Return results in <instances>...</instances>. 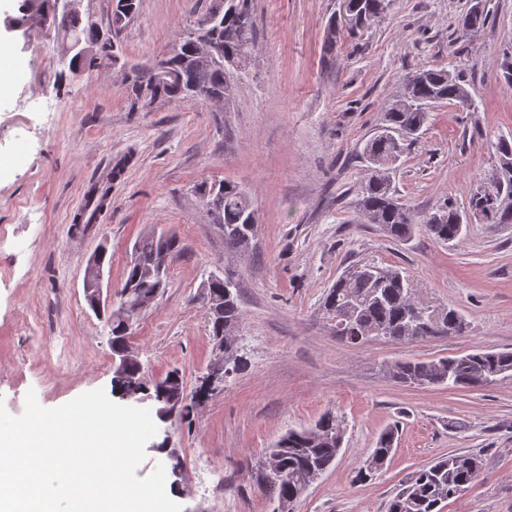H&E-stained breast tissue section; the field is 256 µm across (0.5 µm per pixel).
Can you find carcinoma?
Instances as JSON below:
<instances>
[{
	"mask_svg": "<svg viewBox=\"0 0 512 512\" xmlns=\"http://www.w3.org/2000/svg\"><path fill=\"white\" fill-rule=\"evenodd\" d=\"M223 9L205 29L213 48V57L202 61L190 39L191 27L178 37L179 51L153 63H136L133 80L127 84L130 107L142 108L154 101L186 103L211 102L217 96L233 100L237 88L235 72L224 66L228 55L250 52L255 41V23L250 0H222ZM357 19H376L384 13L388 0H352ZM487 0H469L468 8L458 20V30L464 34L477 33L489 21ZM20 21L28 26L46 25L60 38H81L87 47L102 52L100 65L112 66L121 57L115 42L100 37L92 24H83L78 11L57 7V0H31L23 3ZM437 103L471 107L474 100L465 81L445 68H423L407 81L400 99L386 107L381 129L367 140L360 153L368 177L356 200L360 223L375 224L388 237L398 242L409 240L421 229L443 243L460 240L465 227L455 221L459 206L445 199L423 216H417L395 196L390 170L412 145L429 118V108ZM495 171L501 188L495 197L487 195L484 185L477 186L470 196L469 208L490 219L493 224H512V141L500 138L494 145ZM224 190V207L208 211L212 223L224 231V245L238 251L248 248L244 240L248 223L255 213L254 203L236 182L220 183ZM133 264L127 266L123 286L134 283V293L142 299L159 294L160 281L150 272L163 262V257L176 259L182 252L180 240L172 235L161 244L147 232L135 242ZM224 294V313L221 319H209V335L224 333V348L235 345L239 350L236 370L246 365L235 331L242 317L237 284L226 275L215 285ZM415 303L409 276L401 269L371 265L357 274H343L323 294L324 315L334 321L336 339L349 341L357 332L380 340L409 342L434 337L459 336L467 329L464 316L450 308L440 320L417 324L411 321L410 308ZM110 330L111 342L129 340L131 332L113 313L103 310ZM397 382L420 388L445 386L450 390L487 386L486 379L512 377V351L475 350L462 356L441 357L435 360L400 361L387 366ZM176 381L162 388L148 383L136 364L129 365L122 377H114L113 390L119 394L134 389L153 395L164 394L176 408V418L190 417L204 390L196 386L191 395L185 394L179 372H170ZM341 424L338 417L324 414L311 428L290 429L268 449L264 461L269 470L280 471L285 479L277 483V502L293 504L305 492L318 473L328 470L340 453L337 445ZM399 429L389 426L382 431L365 463L355 471L354 481L365 482L381 471L392 457ZM482 460L473 454H451L424 466L410 476L405 487L389 502L387 512H441V504L464 490L477 477Z\"/></svg>",
	"mask_w": 512,
	"mask_h": 512,
	"instance_id": "carcinoma-1",
	"label": "carcinoma"
}]
</instances>
